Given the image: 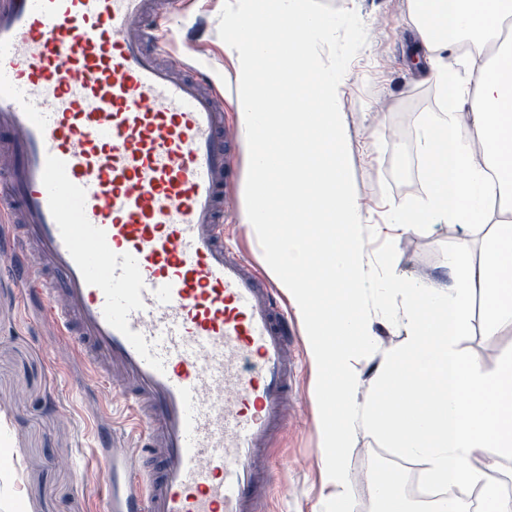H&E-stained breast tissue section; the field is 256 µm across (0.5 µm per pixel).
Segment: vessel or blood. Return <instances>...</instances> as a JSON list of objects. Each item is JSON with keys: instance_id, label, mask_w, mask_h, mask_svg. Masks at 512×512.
Segmentation results:
<instances>
[{"instance_id": "vessel-or-blood-1", "label": "vessel or blood", "mask_w": 512, "mask_h": 512, "mask_svg": "<svg viewBox=\"0 0 512 512\" xmlns=\"http://www.w3.org/2000/svg\"><path fill=\"white\" fill-rule=\"evenodd\" d=\"M160 0H0V217L73 356L144 442L98 438L102 512H263L296 340L224 243L237 146L198 69L165 64Z\"/></svg>"}]
</instances>
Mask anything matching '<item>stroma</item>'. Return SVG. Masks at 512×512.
<instances>
[{
  "label": "stroma",
  "instance_id": "obj_1",
  "mask_svg": "<svg viewBox=\"0 0 512 512\" xmlns=\"http://www.w3.org/2000/svg\"><path fill=\"white\" fill-rule=\"evenodd\" d=\"M325 11L359 26L357 35L339 29L323 44V63L345 57L349 79L338 105L347 133L343 159L348 186L362 208L356 232L363 242L362 276L379 282L392 271L428 288L451 280L448 251L460 237L470 239L479 258L485 226L464 233L456 224H425L402 230L390 221L403 203H420L428 186L417 168V137L425 113L437 111L440 96L423 82L413 63L409 0H319ZM235 0H175L172 15L160 22L163 42L174 61L203 64L224 95V121L236 126V69L225 18ZM250 147L239 142L233 165L236 178L224 195L229 209L224 241L248 256L260 272L271 257L247 221ZM402 295L379 304L367 294L364 313L373 325L370 360L358 366L357 403L368 411L380 403L376 371L409 334L401 319ZM454 348L483 369H495L512 355V327L485 333L482 301H475L465 331ZM296 366L283 427L272 444L273 481L266 512H328L330 489L321 468L318 433L321 412L312 398L318 374L309 357L305 327H298L293 350ZM111 428L117 447L136 455L142 431L131 418L116 387L94 380L86 367L59 343L44 300L16 283V268L0 261V512H99L109 474L95 457L93 427ZM399 451L389 448L382 432L357 420L347 450L351 484L348 512H374L368 484V459L390 456L386 471L410 483L415 469L395 464Z\"/></svg>",
  "mask_w": 512,
  "mask_h": 512
}]
</instances>
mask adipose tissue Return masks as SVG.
I'll return each instance as SVG.
<instances>
[{
    "label": "adipose tissue",
    "mask_w": 512,
    "mask_h": 512,
    "mask_svg": "<svg viewBox=\"0 0 512 512\" xmlns=\"http://www.w3.org/2000/svg\"><path fill=\"white\" fill-rule=\"evenodd\" d=\"M228 22L236 58V110L250 144L252 181L247 220L271 253L269 273L291 298L307 329L319 375L314 400L322 462L332 490L331 512H346L350 471L346 450L358 417L356 361L370 357L373 330L364 314L362 246L355 235L361 205L344 176L346 133L337 103L346 82L339 65L323 64L319 47L337 23L317 0H239ZM415 55L424 81L441 94L439 111L424 115L417 152L428 195L396 208L402 229L457 224L468 232L502 217L487 235L480 262L468 239L448 253V287L431 289L400 276L383 284L405 292L401 318L410 329L378 374L384 400L369 419L390 447L429 464L428 479L481 486L491 512H512L501 494V463L512 461V357L490 372L459 356L451 340L469 319L471 299L486 307V331L512 326V0H410ZM464 43L466 78L448 56ZM494 48L493 58L481 49ZM315 74L314 85L304 83ZM486 459L471 467L472 457Z\"/></svg>",
    "instance_id": "1"
}]
</instances>
